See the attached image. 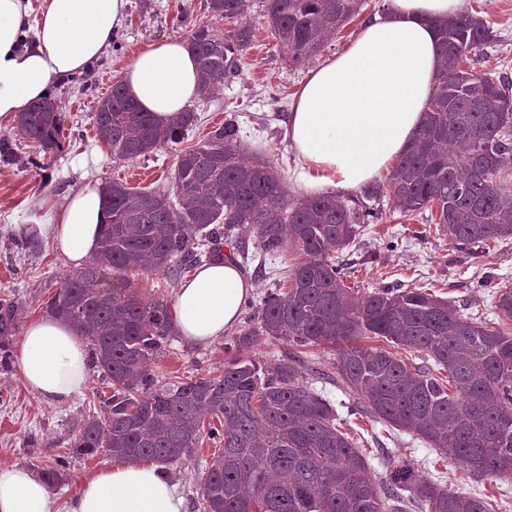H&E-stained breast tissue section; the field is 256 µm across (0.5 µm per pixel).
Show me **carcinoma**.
<instances>
[{"instance_id": "1", "label": "carcinoma", "mask_w": 512, "mask_h": 512, "mask_svg": "<svg viewBox=\"0 0 512 512\" xmlns=\"http://www.w3.org/2000/svg\"><path fill=\"white\" fill-rule=\"evenodd\" d=\"M364 0H262L271 35L291 64L313 60ZM251 0H208L214 22L187 38L208 98L236 77L253 39ZM230 27L229 37L215 27ZM440 67L423 126L382 182L360 196H292L287 178L258 149L249 151L235 117L176 154L173 192L110 181L108 221L94 258L43 306L91 345L90 362L112 388L100 414L81 425L72 448L105 451L127 463L178 464L203 437L220 445L206 468V512H493L486 499L435 483L406 464L373 473L357 438L341 428L329 400L304 381L300 355L274 364L249 354L260 336L299 348H338L333 374L350 400L348 413L405 432L450 453L474 476L512 480V336L421 287H383L359 299L346 286L339 255L357 249L382 222L383 200L412 220L425 212L448 241L476 251L512 238V76L476 71L493 44L487 21L470 12L434 20ZM198 122L188 109L158 121L127 95L121 81L101 98L96 136L115 161H130L179 144ZM63 113L46 99L16 118V132L51 157L60 149ZM243 261H265L285 248L300 261L255 305L251 326L226 347L224 373L188 381H155L151 364L174 333L168 302L143 297L131 276H178L224 256L236 230ZM498 316L512 321V286L496 289ZM18 302L0 299V360L10 357ZM378 342L361 344L363 339ZM423 355L417 364L380 343ZM448 372V380L436 371ZM218 418L219 426L206 425ZM66 461L41 471L51 485L66 478ZM409 492L405 497L402 492Z\"/></svg>"}]
</instances>
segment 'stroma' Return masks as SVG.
<instances>
[{
  "label": "stroma",
  "instance_id": "stroma-1",
  "mask_svg": "<svg viewBox=\"0 0 512 512\" xmlns=\"http://www.w3.org/2000/svg\"><path fill=\"white\" fill-rule=\"evenodd\" d=\"M205 2L130 0L127 17L116 33L121 48H108L87 71L83 84L66 79L52 90V99L65 115L61 151L37 160L31 143L21 139L17 142L20 163L0 164V298L12 296L18 302L19 330L43 318L44 304L75 272L56 252L49 231L51 219L67 194L90 180L114 179L149 190L170 189L174 149L156 151L145 159L112 160L94 135L93 117L99 98L122 80L126 65L137 52L158 41L187 39L192 29L209 21ZM183 3L189 7L184 14L178 11ZM465 9L486 19L497 36L495 45L479 61L478 71L512 74V0H467ZM248 20L254 28V41L242 57L239 76L211 98L194 101L201 121L188 131L184 143L201 142L209 131L223 124L226 108L239 109L247 145L262 149L287 176L291 194L302 196L306 189L299 178L296 154L286 138V113L313 65L289 64L257 2ZM384 209L382 223L372 225L353 255L348 285L363 295L387 285H420L462 305L464 316L481 317L485 325L512 335V322L500 321L494 307L497 283L512 282V238L491 243L485 252L472 255L448 242L435 224L405 220L389 202ZM33 224L40 228V251L17 249L13 237L19 227ZM245 326V321H238L224 337L207 344L171 336L152 365L155 380L164 384L177 378L223 373L228 358L225 347ZM308 384L346 418V432L359 436V446L375 471H382L386 460L401 461L449 488L489 496L495 512H512V481L470 478L455 468L449 454L435 451L421 440L405 433L393 436L381 424L349 418V399L335 385L315 376L309 377ZM100 385L99 374L91 373L87 390L66 402L52 403L26 387L18 362L0 366V465L38 472L54 465L56 459L66 460L67 477L52 488L64 499L77 494L89 475L110 468L112 461L105 452L80 456L71 448L81 423L96 412L91 397ZM219 450L218 444L207 439L194 449L191 461L168 466V476L178 485L186 504L200 503L202 463L213 460Z\"/></svg>",
  "mask_w": 512,
  "mask_h": 512
}]
</instances>
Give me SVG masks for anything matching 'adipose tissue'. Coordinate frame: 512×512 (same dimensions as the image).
I'll list each match as a JSON object with an SVG mask.
<instances>
[{
	"label": "adipose tissue",
	"instance_id": "adipose-tissue-1",
	"mask_svg": "<svg viewBox=\"0 0 512 512\" xmlns=\"http://www.w3.org/2000/svg\"><path fill=\"white\" fill-rule=\"evenodd\" d=\"M384 16L366 21L341 53L311 70L288 114L287 138L306 184L344 190L378 178L420 129L439 65L434 19L459 12L464 0H386ZM128 0H43L29 47L24 0H0V122L11 123L49 96L67 76L84 71L109 46ZM138 106L167 120L198 97L195 60L179 40L150 44L125 69ZM107 220L100 182L73 191L51 226L55 248L74 267L90 260ZM231 262L206 264L178 288L173 310L179 334L214 341L237 322L252 291ZM24 383L39 397L63 402L82 393L90 372L84 345L51 317L30 324L21 341ZM0 512H184V499L161 469L117 463L86 479L60 501L41 476L0 467Z\"/></svg>",
	"mask_w": 512,
	"mask_h": 512
}]
</instances>
